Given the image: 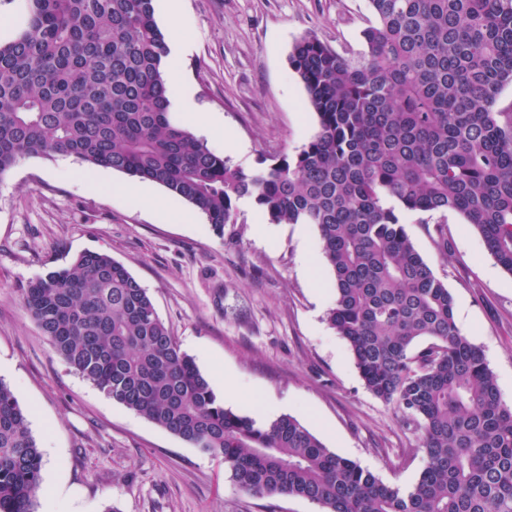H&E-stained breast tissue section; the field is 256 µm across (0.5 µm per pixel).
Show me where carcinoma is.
Returning <instances> with one entry per match:
<instances>
[{
	"instance_id": "carcinoma-1",
	"label": "carcinoma",
	"mask_w": 512,
	"mask_h": 512,
	"mask_svg": "<svg viewBox=\"0 0 512 512\" xmlns=\"http://www.w3.org/2000/svg\"><path fill=\"white\" fill-rule=\"evenodd\" d=\"M366 51L307 33L289 65L318 133L247 173L169 116L154 0H25L0 42V177L31 156L73 157L164 187L212 229L252 197L274 224H313L333 272L327 320L367 390L420 432L426 463L404 495L298 420L224 406L107 253L84 252L22 291L54 353L113 401L221 459L239 490L321 512H512V404L457 326L447 286L396 208L461 215L512 274V0H368ZM42 454L0 381V512H37Z\"/></svg>"
}]
</instances>
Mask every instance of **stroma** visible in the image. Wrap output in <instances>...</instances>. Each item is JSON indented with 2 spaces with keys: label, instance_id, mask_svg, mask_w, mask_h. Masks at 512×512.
<instances>
[{
  "label": "stroma",
  "instance_id": "stroma-1",
  "mask_svg": "<svg viewBox=\"0 0 512 512\" xmlns=\"http://www.w3.org/2000/svg\"><path fill=\"white\" fill-rule=\"evenodd\" d=\"M181 10L183 81L198 111L224 116V138L209 146L247 171L295 155L318 131L288 63L294 40L311 33L355 56L376 22L367 0H181ZM127 179L42 156L0 176V379L43 455L37 512H319L302 498L240 491L219 458L112 401L53 354L22 290L87 250L111 255L146 288L204 375L223 369L237 392L228 408L250 416L269 404L330 451L413 490L424 467L420 435L366 389L329 325L334 275L315 226L270 222L258 234L261 208L244 197L219 235L200 213L191 224L169 219L189 204L157 184V205L111 190ZM400 220L512 404V274L457 213L404 211Z\"/></svg>",
  "mask_w": 512,
  "mask_h": 512
}]
</instances>
